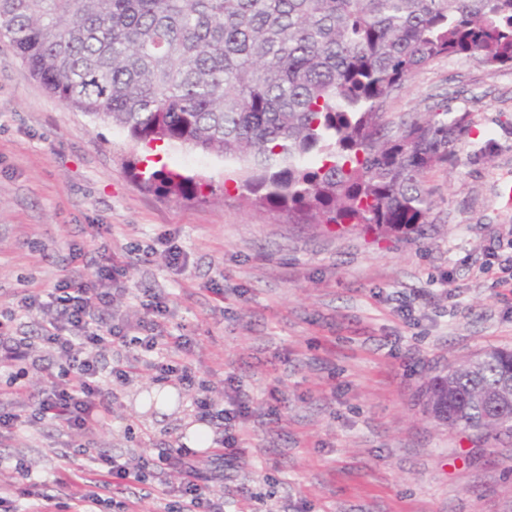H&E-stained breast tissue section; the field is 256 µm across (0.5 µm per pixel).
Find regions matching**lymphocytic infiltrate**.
<instances>
[{"mask_svg":"<svg viewBox=\"0 0 512 512\" xmlns=\"http://www.w3.org/2000/svg\"><path fill=\"white\" fill-rule=\"evenodd\" d=\"M121 275V269L113 264L111 257L104 255L94 264L88 279L59 280L45 300L33 293L21 297L23 310L42 313L41 339L58 354L60 363L54 382L50 388L40 391L31 413L0 412V437L44 423L62 424L84 436L95 434L112 416L111 383L127 382L140 363L154 378H172L186 387L194 385L196 376L191 363L194 342L169 330L170 306L164 294L147 292L135 325L105 318L104 309L124 294ZM115 340L132 341L136 353L130 360L116 359L109 379L105 380L95 350ZM197 409L218 431L210 443L212 456L221 457L226 450L238 447V430L250 414L247 395L238 390L219 403L202 398L197 402ZM195 455V450L177 445L134 462L102 455L88 456L87 461L94 466L105 487H120L128 481L141 483L151 473L177 468L180 473L177 492L181 499L178 512H222L202 483L194 464Z\"/></svg>","mask_w":512,"mask_h":512,"instance_id":"f902f5d3","label":"lymphocytic infiltrate"}]
</instances>
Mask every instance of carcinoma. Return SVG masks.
<instances>
[{
  "label": "carcinoma",
  "instance_id": "cac0c4a2",
  "mask_svg": "<svg viewBox=\"0 0 512 512\" xmlns=\"http://www.w3.org/2000/svg\"><path fill=\"white\" fill-rule=\"evenodd\" d=\"M0 36L63 105L147 146L239 163L254 203L304 224L404 232L429 223L424 175L458 160L470 114L393 121L390 93L442 56L512 67V0H0ZM167 196L200 184L137 172ZM427 381L450 428L512 434V351Z\"/></svg>",
  "mask_w": 512,
  "mask_h": 512
}]
</instances>
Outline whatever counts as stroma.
<instances>
[{
	"label": "stroma",
	"mask_w": 512,
	"mask_h": 512,
	"mask_svg": "<svg viewBox=\"0 0 512 512\" xmlns=\"http://www.w3.org/2000/svg\"><path fill=\"white\" fill-rule=\"evenodd\" d=\"M469 112L460 164L429 173V223L382 237L350 224H295L247 205L234 163L180 146L163 162L200 180L188 198L156 193L130 162L147 147L111 123L66 108L0 38V315L24 339L31 391L49 388L59 357L40 341L42 316L24 290L50 292L89 274L72 247H106L126 268L113 312L140 316L143 290L168 293L169 328L192 337L204 388L140 371L112 387V420L94 436L41 424L0 440V506L26 512L15 465L53 512L86 488L82 449L132 459L198 438L196 401L238 378L251 396L241 462L202 454L197 467L224 512H512V438L483 442L424 410L427 377L491 348L512 349V295L469 268L512 256V68L440 57L388 97L392 118L437 101ZM189 254L166 269L162 232ZM151 248L136 261L131 247ZM225 291L216 297L215 288ZM281 403L267 415L271 393ZM167 469L124 490L135 512H162Z\"/></svg>",
	"instance_id": "1"
}]
</instances>
